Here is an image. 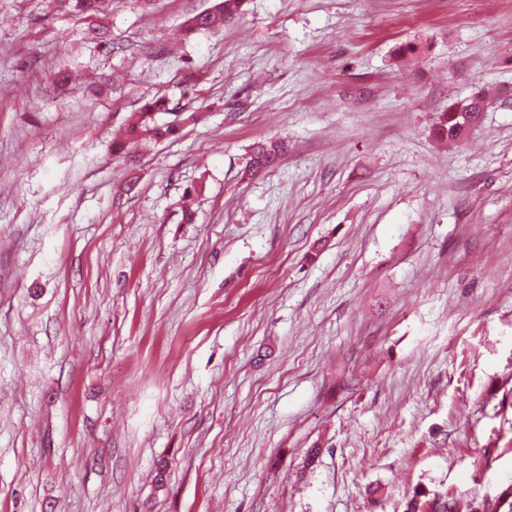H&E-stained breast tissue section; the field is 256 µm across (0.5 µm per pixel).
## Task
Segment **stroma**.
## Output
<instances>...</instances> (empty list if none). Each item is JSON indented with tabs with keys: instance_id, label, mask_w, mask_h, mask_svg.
<instances>
[{
	"instance_id": "obj_1",
	"label": "stroma",
	"mask_w": 512,
	"mask_h": 512,
	"mask_svg": "<svg viewBox=\"0 0 512 512\" xmlns=\"http://www.w3.org/2000/svg\"><path fill=\"white\" fill-rule=\"evenodd\" d=\"M212 3L113 0L94 39L0 0V512L497 498L512 0H247L185 34ZM160 97L179 134L113 156ZM272 137L287 153L250 175ZM245 0H216L204 12L194 15L188 22L191 31H217L234 22L242 13ZM481 103V98L476 96L468 103L451 105L439 115L434 128L435 136L440 140H459L470 123L478 118L482 111Z\"/></svg>"
}]
</instances>
